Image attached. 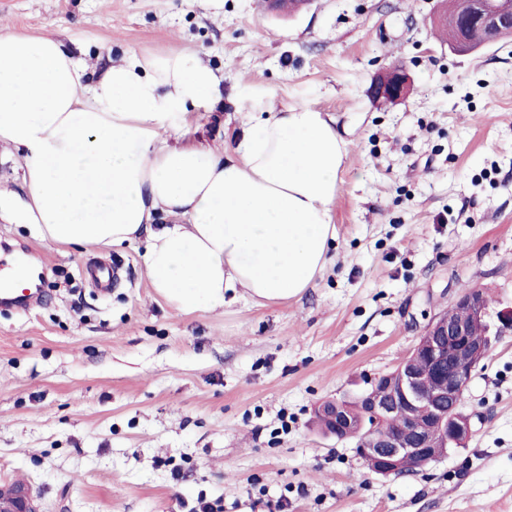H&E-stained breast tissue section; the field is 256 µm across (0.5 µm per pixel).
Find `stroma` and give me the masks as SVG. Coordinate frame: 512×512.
Masks as SVG:
<instances>
[{"label":"stroma","instance_id":"1","mask_svg":"<svg viewBox=\"0 0 512 512\" xmlns=\"http://www.w3.org/2000/svg\"><path fill=\"white\" fill-rule=\"evenodd\" d=\"M439 0H0L10 32L53 31L106 67L172 49L222 70L191 141H233L246 112L306 103L347 142L336 251L301 295L183 314L151 287L144 242L76 250L0 211V268L45 272L37 303L0 306V484L42 512H512V332L477 366L472 434L415 474L379 477L315 405L392 372L465 287L512 307V38L462 55ZM401 66L413 91L377 103ZM105 260L100 290L86 272Z\"/></svg>","mask_w":512,"mask_h":512}]
</instances>
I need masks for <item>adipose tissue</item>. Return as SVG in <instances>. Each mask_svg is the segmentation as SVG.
Listing matches in <instances>:
<instances>
[{"mask_svg":"<svg viewBox=\"0 0 512 512\" xmlns=\"http://www.w3.org/2000/svg\"><path fill=\"white\" fill-rule=\"evenodd\" d=\"M224 75L179 51L129 52L97 76L53 32L0 37V144L23 159L17 216L51 244L146 239L155 291L183 313L224 294L281 301L335 247L346 142L311 107L247 113L234 143L181 144Z\"/></svg>","mask_w":512,"mask_h":512,"instance_id":"adipose-tissue-1","label":"adipose tissue"}]
</instances>
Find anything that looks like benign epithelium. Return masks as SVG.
Wrapping results in <instances>:
<instances>
[{
  "label": "benign epithelium",
  "instance_id": "obj_1",
  "mask_svg": "<svg viewBox=\"0 0 512 512\" xmlns=\"http://www.w3.org/2000/svg\"><path fill=\"white\" fill-rule=\"evenodd\" d=\"M477 25L499 35L512 31V8L504 7V0H473L471 12L452 22L454 51H473L466 34ZM410 90L409 76L397 68L372 85L373 96L389 103L403 100ZM490 317L483 290L460 293L446 312L428 324L404 362L357 395L373 425L357 442L356 452L373 473L389 477L413 460L439 459L438 448L465 444L472 424L471 417L457 409L458 394L488 355L493 338L512 331L511 307L498 311L493 324ZM476 324L487 327L480 339L472 335ZM316 414L326 434L340 440L352 436L353 422L344 400L323 401Z\"/></svg>",
  "mask_w": 512,
  "mask_h": 512
}]
</instances>
